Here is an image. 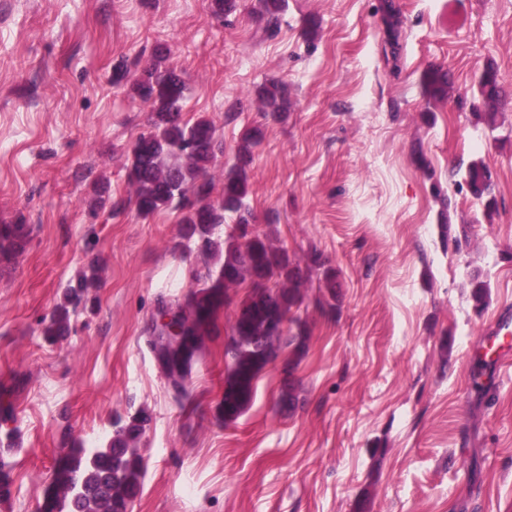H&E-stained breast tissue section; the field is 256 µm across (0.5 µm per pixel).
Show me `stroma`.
I'll use <instances>...</instances> for the list:
<instances>
[{
  "label": "stroma",
  "instance_id": "35a3bbf8",
  "mask_svg": "<svg viewBox=\"0 0 512 512\" xmlns=\"http://www.w3.org/2000/svg\"><path fill=\"white\" fill-rule=\"evenodd\" d=\"M209 4L0 0V224L32 227L0 265V408L15 430L0 512H38L61 455L141 410L133 512H512V366L489 394L470 380L512 310V0H286L274 29L258 0L221 20ZM158 46L185 81V119L210 120L224 144L216 185L260 129L252 223L297 259L320 253L342 285L336 317L308 311L293 415L273 366L244 414L217 420L223 336L180 403L149 345L158 304L212 268L180 246L179 210L144 219L130 200L126 158L151 108L112 68ZM489 65L504 91L494 130L473 116ZM432 69L448 75L441 102L423 94ZM270 80L288 88L280 121L258 110ZM477 159L497 173L490 214L460 183ZM103 182L126 202L118 217L92 214ZM95 259L103 287L46 341L45 318ZM476 277L490 283L479 310Z\"/></svg>",
  "mask_w": 512,
  "mask_h": 512
}]
</instances>
